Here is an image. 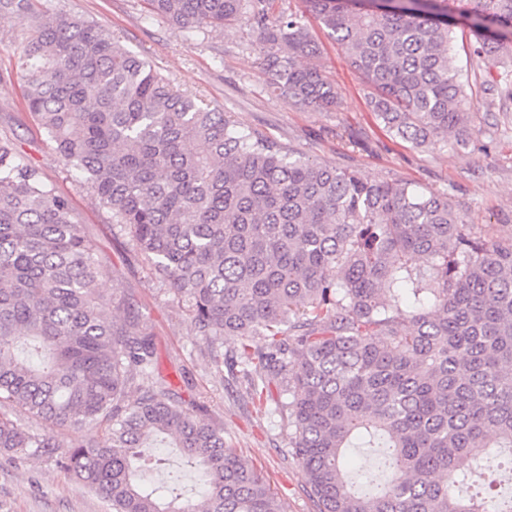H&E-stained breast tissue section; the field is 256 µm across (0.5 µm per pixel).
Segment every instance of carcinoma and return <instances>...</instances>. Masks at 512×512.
Listing matches in <instances>:
<instances>
[{
  "mask_svg": "<svg viewBox=\"0 0 512 512\" xmlns=\"http://www.w3.org/2000/svg\"><path fill=\"white\" fill-rule=\"evenodd\" d=\"M186 33L247 16L270 87L304 108L338 105L309 13L349 59L388 132L416 147L474 134L455 29L473 53L512 62V0H145ZM16 51L33 120L112 223L129 230L223 364L224 337L256 409L280 388L289 447L318 512H487L490 448L512 449V235L486 239L444 193L368 182L294 158L202 106L94 21L35 15ZM310 64H300L301 59ZM93 241L69 199L0 138V449L49 456L109 512H283L224 429L155 375L154 337L133 305L99 291ZM148 383L129 395L134 376ZM51 427L111 424L105 442L55 443ZM169 439L202 471L182 499L141 449ZM369 448L385 479L359 493L345 450Z\"/></svg>",
  "mask_w": 512,
  "mask_h": 512,
  "instance_id": "carcinoma-1",
  "label": "carcinoma"
}]
</instances>
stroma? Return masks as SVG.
I'll return each mask as SVG.
<instances>
[{"mask_svg":"<svg viewBox=\"0 0 512 512\" xmlns=\"http://www.w3.org/2000/svg\"><path fill=\"white\" fill-rule=\"evenodd\" d=\"M41 6L97 22L175 87L294 156L353 170L370 181H407L446 193L460 221L484 237L512 234V100L489 91V83L503 81V71L476 59L469 41H456L454 54L470 76L473 137L464 146L415 148L384 129L367 105L361 77L323 32L315 34L319 63L340 89L342 102L314 112L272 92L256 52L257 34L246 21L190 37L167 20L148 16L144 0H41ZM26 33V24L0 17V135L12 137L19 154L70 199L76 221L97 246L101 292L131 302L153 333L157 373L185 403L195 404L198 417L223 428L225 439L265 476L286 512H317L303 466L288 446L280 395H272L267 412H256L243 395L242 380L213 367L185 304L135 249L129 233L114 225L90 190L67 171L33 121L13 56ZM0 512H107V507L53 461L0 451Z\"/></svg>","mask_w":512,"mask_h":512,"instance_id":"stroma-1","label":"stroma"}]
</instances>
